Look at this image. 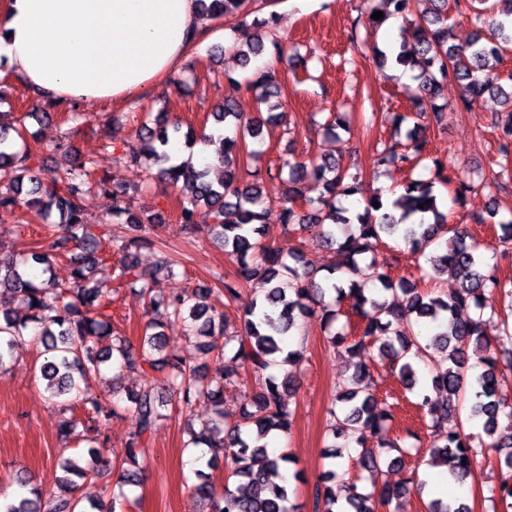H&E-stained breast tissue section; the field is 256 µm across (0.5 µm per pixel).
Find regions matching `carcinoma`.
Masks as SVG:
<instances>
[{
  "instance_id": "carcinoma-1",
  "label": "carcinoma",
  "mask_w": 512,
  "mask_h": 512,
  "mask_svg": "<svg viewBox=\"0 0 512 512\" xmlns=\"http://www.w3.org/2000/svg\"><path fill=\"white\" fill-rule=\"evenodd\" d=\"M199 17L214 22L223 20L229 31L225 45L217 47V57L230 50L248 66L251 58L266 51L281 59L288 52V43L276 33L279 17L267 10L262 0H196ZM431 8L414 15L416 0H381L371 6L367 23L372 31L379 30L382 20H375V11L383 17L396 16L407 24L406 37L397 55L399 62L418 70V86L409 96L410 108L418 122L405 138L394 135L374 151L372 167L391 166L415 168L429 155L427 125L419 119L432 118L442 123L444 108L435 104L441 83L453 79L466 84L468 100L465 110L474 109L485 93L503 98L506 111L498 115L494 126L502 130L500 153L512 154V91L498 83V76L486 66L490 58L498 59L512 47V0H464L456 3L469 11L476 26L474 38L464 47L451 42L452 26L448 24V0H427ZM246 89L256 91V100L271 103L280 94V80L270 69L257 74L246 83ZM66 115L67 128L63 142L55 150L67 157V142L82 130L84 113L76 103L59 106ZM216 127L208 144L216 146L215 165L224 168V180L209 179L210 165L201 168L191 160L174 162L168 147L183 143L194 145L193 132H182V123L163 112L146 117L138 132L140 143L131 146L130 160L146 157L156 172L153 176L172 185L184 182L191 195L181 202L179 223L197 231L195 213L204 204L211 210L213 223L206 232L237 261L234 276L223 280L224 298L238 301L242 290L253 283L264 288L247 303L241 330L224 336V350L214 376L197 374L196 366L167 348L162 328L165 322L154 319L147 323L139 349L126 345L125 339L112 327L106 313L103 289L94 281L105 244L117 248L121 258L113 266L112 291H129L147 300L154 314L169 320H191L194 334L208 336L215 329H224V312L204 304L207 288H195L190 293L164 295L154 293L159 274L176 275L183 266L176 252L162 249L156 262L148 267L137 263L133 252L153 244L150 230L156 215L147 219L134 212L125 192L110 185L106 177L92 176L90 166L76 159L61 163L56 175L43 183L34 168V156L25 148H17L10 137L13 129L8 116L0 114V177L9 181V192L0 193V221L21 220L28 212L50 223L51 241L45 247L31 249L19 256L0 257V289L12 292L23 306L25 314L0 318V370L6 369L13 351L25 337L32 336L42 346L43 362L39 373L44 391L63 412H71L75 403L86 413L87 430L96 433L88 439L89 461L78 457L60 459L58 479L60 495L44 500L42 489L30 487V479L17 475L29 495L3 505L0 512H116L118 505L128 500L124 487L140 483L142 454L151 436L166 415L160 409L168 400L160 396L167 391L178 398L180 409L192 411L204 403L212 414L200 429L188 427L187 448H208L211 457L205 461L207 471L195 470L198 483L194 497L208 512H289L290 485L281 472L288 457L268 451L266 438L273 432L286 433L291 427L294 409L291 400L294 378L289 367L302 358V350L284 351L283 337L299 328L306 319H317L336 349L343 350L353 372L341 385L335 408L330 410L335 443L326 458L336 459V449L355 443L363 447L360 458L366 469L401 467L402 456L409 453L421 435L412 428L404 430L399 439L382 440L381 447L398 456L388 459L381 451L367 444L381 434L385 422L392 420L390 406L377 411L376 388L368 365L359 360L360 354L376 347L388 356L406 388L414 393L417 407L427 419V435L432 443L431 464L451 462L450 476L459 483L472 473L473 462L483 454V448H509L511 452L500 465L501 478L492 492L503 499H512V402L498 396V377L512 371V329L504 327L496 342L498 354L483 360L482 371L468 375L467 359L470 346H487L484 308L480 296L497 292L509 299L512 311V280L499 275L503 260H512V220L500 224L501 243L496 262L487 263L477 253V246L466 244L469 233L461 228L453 231L446 241V251L439 253L442 233L447 231L449 215L442 210L444 199L437 186L450 180L444 176L445 164L433 160L434 176L410 177L402 185L403 192L384 206L382 194L362 197L363 212L356 215L358 224L345 216L346 209L337 206V197L360 193L359 177L340 167L329 156H295L283 162L273 172L251 169L257 153L250 160H241V145L251 138L262 137L264 128L277 120L269 112L246 118L238 112L235 100L224 97L220 111L214 113ZM347 116L330 114L324 123L325 134L339 138L338 130L347 128ZM288 169V194L280 203V221L285 226H297L315 233L328 246H336L337 264L320 267L306 254L298 251L285 257L265 244L269 204L262 190L264 179L281 176ZM316 182L323 186V195L307 199L308 207H296L303 197L301 185ZM112 196L111 217L103 225H116L120 234L106 239L88 231L82 220L83 201L91 191ZM379 207H374L373 203ZM397 237L408 247L415 259H424L436 273H446L458 281V288L446 297H434L418 289L407 278L394 280L388 266L364 255L372 241L382 236ZM63 259L71 269V279L61 283L53 275L55 263ZM288 277H283V273ZM350 282L343 291L334 275ZM383 293L401 292L400 300L379 302L366 295V290ZM348 302L351 314L358 317L356 325L345 323L336 327L339 306ZM434 353L430 381L420 378L415 359L427 351ZM116 375L136 372L144 380L141 393L130 397L127 410L135 415L136 430L131 434L125 457L119 462L123 483L112 495V506L90 502L85 507L73 497L77 481L97 475L107 466L102 452L106 450V431L112 419L119 416L112 405L85 391L90 379L105 368ZM248 369L254 379L246 391L237 414L231 421L224 415V388L240 382V369ZM469 406V419L482 420L487 444L472 445L462 421L448 426V418L459 414V408ZM81 421L74 416L63 418L58 426V439L66 444L81 440L77 433ZM225 466L228 478L237 482V493L217 494L211 471ZM420 486L415 471H405L393 483H386L377 494L359 491L356 483L345 486V506L336 510V489L325 486L318 490V512H376L374 501L391 504Z\"/></svg>"
}]
</instances>
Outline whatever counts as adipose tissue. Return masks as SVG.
<instances>
[{
  "label": "adipose tissue",
  "mask_w": 512,
  "mask_h": 512,
  "mask_svg": "<svg viewBox=\"0 0 512 512\" xmlns=\"http://www.w3.org/2000/svg\"><path fill=\"white\" fill-rule=\"evenodd\" d=\"M205 33L195 0H0V56L52 101L127 103Z\"/></svg>",
  "instance_id": "1"
}]
</instances>
